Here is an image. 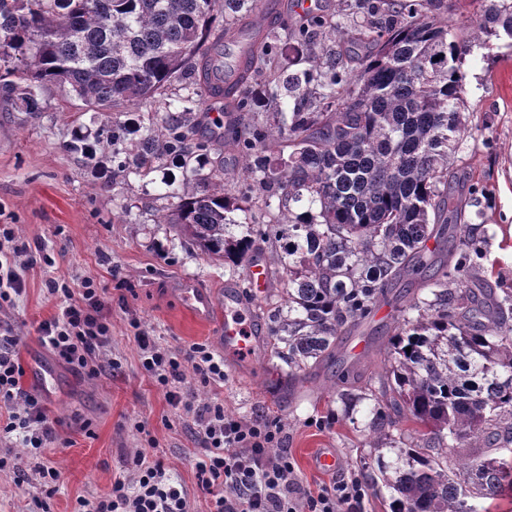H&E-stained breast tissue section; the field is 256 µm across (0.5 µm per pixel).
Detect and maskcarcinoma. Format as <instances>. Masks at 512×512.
<instances>
[{
	"label": "carcinoma",
	"mask_w": 512,
	"mask_h": 512,
	"mask_svg": "<svg viewBox=\"0 0 512 512\" xmlns=\"http://www.w3.org/2000/svg\"><path fill=\"white\" fill-rule=\"evenodd\" d=\"M463 0H353L366 15L359 32L316 12L289 32L288 64H306L287 81L277 68L283 45L255 29L241 54L236 83H210L213 51L233 20L251 27L256 0H0V90L29 114L42 92L63 84L97 112H143L112 125L132 164L151 169L173 157L181 182L164 181L176 200L163 223L204 255L235 266L256 242L282 281L268 311L288 379L322 363L341 368L336 400L353 410L364 397L337 355L341 337L367 320L385 291L416 284L394 335L383 343L382 395L365 412L371 448L421 426L403 464L379 468L393 512H477L475 500L512 490V289L475 292L485 235L464 224L463 199L450 191L451 158L472 136L465 115L463 65L493 37L512 47V0H488L469 26L450 15ZM364 42L362 55L340 58L326 43ZM192 92L155 118L156 95L182 70ZM263 78L262 100H277L265 122L228 128L225 141L264 206L277 200L281 222L262 238L214 173H203L195 142L198 97L235 99ZM321 91L310 96L309 88ZM68 149L93 160L96 144L78 136ZM455 239L445 255L428 242ZM411 351H406V347ZM455 448L480 452L448 469Z\"/></svg>",
	"instance_id": "obj_1"
}]
</instances>
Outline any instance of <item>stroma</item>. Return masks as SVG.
Segmentation results:
<instances>
[{"label":"stroma","mask_w":512,"mask_h":512,"mask_svg":"<svg viewBox=\"0 0 512 512\" xmlns=\"http://www.w3.org/2000/svg\"><path fill=\"white\" fill-rule=\"evenodd\" d=\"M469 90L466 110L476 136L461 145L456 165L468 183L484 187L480 207L467 208L466 221L483 225L488 259L481 274L485 287L512 289V47L490 40L464 67ZM196 136L205 145L206 169H223L224 182L240 200L253 198L254 187L241 170V160L222 138L229 119L258 125L261 109L237 110L223 100L204 97ZM124 112H95L66 86L48 85L42 110L31 116L0 92V225L15 230L20 248L48 253L53 266L17 260L22 292L0 303V335L18 339L16 352L24 369L41 368L45 376L22 377L24 391L39 396L50 417L59 419L56 439L40 460H32L12 441L0 440V456L15 457L16 468L0 470V512H32L41 487L33 473L36 462L60 472L51 512H74L78 497L102 496L136 451L153 447L188 490L193 512H208L210 496L196 478L202 442L191 418L183 415L144 370L133 340L143 329L163 347L182 353L202 343L223 358L217 325L197 321L180 289L191 282L215 298L233 292L249 308L258 341L250 359L225 361V380L206 385L187 375L182 391L198 400L223 403L240 419L276 421L283 445L304 484L327 483L312 459L322 448L338 458L337 475L368 476L378 459L396 461L394 448L366 445L361 414L347 415L333 396L328 373L308 371L289 384L288 369L272 350L268 304L277 300L280 282L269 272L264 293L249 287L248 263L226 267L184 242L158 217L171 204L162 177H182L179 164L164 159L151 172L128 167L123 176L100 173L68 144L76 133L96 141L104 165L124 163L112 151L109 128L127 120ZM66 282L79 291L84 280L104 287L111 311L109 357L116 369L90 377L59 360L39 339L40 322L57 315L69 297L49 294L47 279ZM332 424L319 426L323 417Z\"/></svg>","instance_id":"obj_1"}]
</instances>
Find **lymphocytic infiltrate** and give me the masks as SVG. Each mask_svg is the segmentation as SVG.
I'll use <instances>...</instances> for the list:
<instances>
[{
	"mask_svg": "<svg viewBox=\"0 0 512 512\" xmlns=\"http://www.w3.org/2000/svg\"><path fill=\"white\" fill-rule=\"evenodd\" d=\"M103 291L86 281L78 298L37 327L42 343L67 364L97 376L111 340ZM134 340L144 369L168 400L192 416L203 450L196 461L199 484L212 495L209 512H363L368 486L350 475L313 487L299 479L296 464L282 448V429L263 418L246 422L227 414L222 404L202 402L178 391L186 369L206 383H222L224 361L207 345L194 344L185 356L157 345L146 331ZM16 338L0 339V436H13L30 456H40L56 435L57 419L42 401L20 386L24 369ZM129 474L116 478L111 491L79 499L85 512H191L186 489L161 459L137 452Z\"/></svg>",
	"mask_w": 512,
	"mask_h": 512,
	"instance_id": "lymphocytic-infiltrate-1",
	"label": "lymphocytic infiltrate"
}]
</instances>
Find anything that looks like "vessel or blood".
I'll return each instance as SVG.
<instances>
[{"label": "vessel or blood", "instance_id": "1", "mask_svg": "<svg viewBox=\"0 0 512 512\" xmlns=\"http://www.w3.org/2000/svg\"><path fill=\"white\" fill-rule=\"evenodd\" d=\"M183 291L195 319L201 322L214 319L222 326L225 355L230 358L246 356L253 345L255 332L244 311L229 303L219 304L191 283L184 284Z\"/></svg>", "mask_w": 512, "mask_h": 512}]
</instances>
